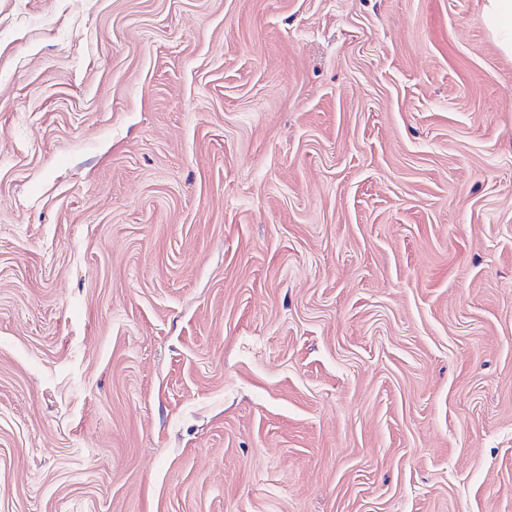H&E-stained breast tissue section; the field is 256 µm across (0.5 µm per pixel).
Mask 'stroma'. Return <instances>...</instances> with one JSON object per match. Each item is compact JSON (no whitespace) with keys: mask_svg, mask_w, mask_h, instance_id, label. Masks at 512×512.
I'll use <instances>...</instances> for the list:
<instances>
[{"mask_svg":"<svg viewBox=\"0 0 512 512\" xmlns=\"http://www.w3.org/2000/svg\"><path fill=\"white\" fill-rule=\"evenodd\" d=\"M484 2L0 0V512H512Z\"/></svg>","mask_w":512,"mask_h":512,"instance_id":"1","label":"stroma"}]
</instances>
